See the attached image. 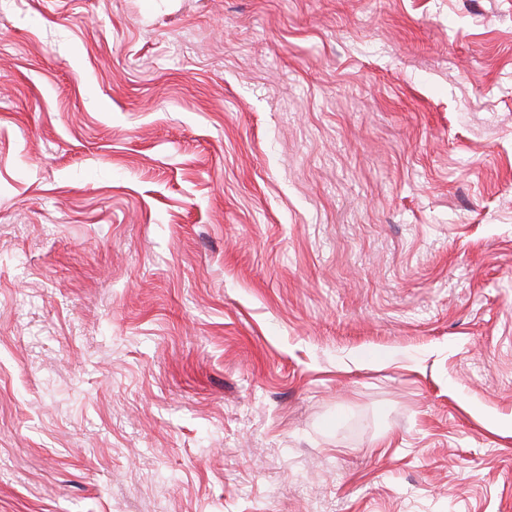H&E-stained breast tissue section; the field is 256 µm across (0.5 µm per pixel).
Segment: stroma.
<instances>
[{
  "label": "stroma",
  "mask_w": 512,
  "mask_h": 512,
  "mask_svg": "<svg viewBox=\"0 0 512 512\" xmlns=\"http://www.w3.org/2000/svg\"><path fill=\"white\" fill-rule=\"evenodd\" d=\"M0 512H512V0H0Z\"/></svg>",
  "instance_id": "35a3bbf8"
}]
</instances>
